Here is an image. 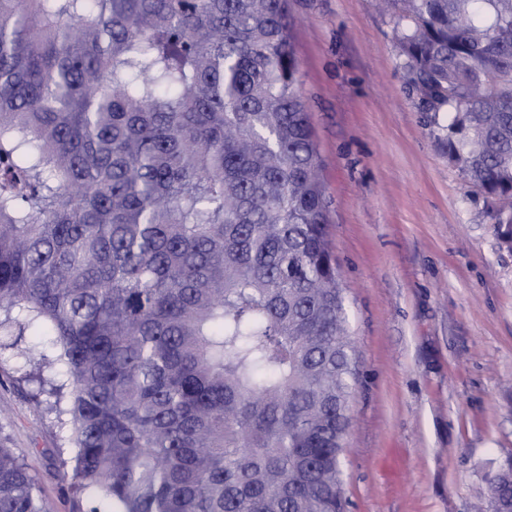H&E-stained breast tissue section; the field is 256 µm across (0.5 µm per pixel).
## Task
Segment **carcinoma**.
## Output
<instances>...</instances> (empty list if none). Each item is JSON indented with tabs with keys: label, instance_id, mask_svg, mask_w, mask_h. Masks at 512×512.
<instances>
[{
	"label": "carcinoma",
	"instance_id": "1",
	"mask_svg": "<svg viewBox=\"0 0 512 512\" xmlns=\"http://www.w3.org/2000/svg\"><path fill=\"white\" fill-rule=\"evenodd\" d=\"M379 5L511 243L512 0ZM327 224L288 0H0V348L69 431L76 512H345ZM0 512H51L2 445Z\"/></svg>",
	"mask_w": 512,
	"mask_h": 512
}]
</instances>
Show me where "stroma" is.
Listing matches in <instances>:
<instances>
[{"label": "stroma", "instance_id": "stroma-1", "mask_svg": "<svg viewBox=\"0 0 512 512\" xmlns=\"http://www.w3.org/2000/svg\"><path fill=\"white\" fill-rule=\"evenodd\" d=\"M359 380L347 512H487L512 456V245L436 142L376 0H288ZM0 352V443L53 512L67 433Z\"/></svg>", "mask_w": 512, "mask_h": 512}]
</instances>
